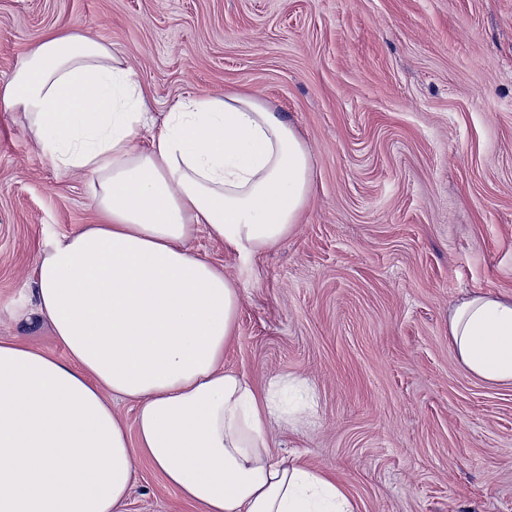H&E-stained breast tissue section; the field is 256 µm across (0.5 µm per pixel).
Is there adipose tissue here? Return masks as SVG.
<instances>
[{
    "label": "adipose tissue",
    "mask_w": 512,
    "mask_h": 512,
    "mask_svg": "<svg viewBox=\"0 0 512 512\" xmlns=\"http://www.w3.org/2000/svg\"><path fill=\"white\" fill-rule=\"evenodd\" d=\"M144 100L125 61L77 30L0 88L43 154L92 177L99 218L34 269L67 359L0 341V512H119L137 452L198 512H354L336 482L274 459L271 395L224 367L241 290L189 247L200 228L241 256L285 237L310 198L307 149L245 91L186 99L159 123ZM448 334L470 373L512 384V300L462 299ZM116 399L134 403L133 426Z\"/></svg>",
    "instance_id": "adipose-tissue-1"
}]
</instances>
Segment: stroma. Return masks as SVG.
I'll use <instances>...</instances> for the list:
<instances>
[{
    "label": "stroma",
    "instance_id": "1",
    "mask_svg": "<svg viewBox=\"0 0 512 512\" xmlns=\"http://www.w3.org/2000/svg\"><path fill=\"white\" fill-rule=\"evenodd\" d=\"M111 45L163 115L246 89L287 120L313 192L277 244L190 246L242 290L225 368L312 406L279 459L356 512H512V385L469 373L448 311L512 296V0H0V86L51 33ZM91 178L0 111V339L62 356L36 317L47 239L96 216ZM126 512H197L142 455Z\"/></svg>",
    "mask_w": 512,
    "mask_h": 512
}]
</instances>
